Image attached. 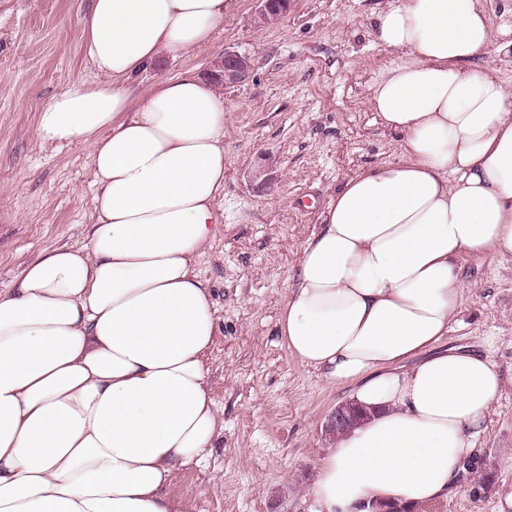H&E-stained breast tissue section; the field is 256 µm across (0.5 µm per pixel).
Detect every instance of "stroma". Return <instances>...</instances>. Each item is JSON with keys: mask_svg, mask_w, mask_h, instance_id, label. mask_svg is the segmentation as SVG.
<instances>
[{"mask_svg": "<svg viewBox=\"0 0 512 512\" xmlns=\"http://www.w3.org/2000/svg\"><path fill=\"white\" fill-rule=\"evenodd\" d=\"M384 0H294L273 27L254 0H235L214 41L142 73L147 88L203 72L231 46L252 56L249 82L223 90L221 227L199 256L218 333L206 357L224 428L211 454L171 487L194 512H312L305 491L342 390L303 366L278 334L290 273L344 181L401 157L367 87L387 60L374 32ZM90 0H0V291L44 250L83 244L94 221L92 145H53L39 112L75 86L101 81L82 48ZM451 347L493 358L505 383L457 488L418 512H501L512 486V258L465 266Z\"/></svg>", "mask_w": 512, "mask_h": 512, "instance_id": "obj_1", "label": "stroma"}]
</instances>
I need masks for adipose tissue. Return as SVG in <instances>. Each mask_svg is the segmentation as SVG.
<instances>
[{
	"label": "adipose tissue",
	"instance_id": "1",
	"mask_svg": "<svg viewBox=\"0 0 512 512\" xmlns=\"http://www.w3.org/2000/svg\"><path fill=\"white\" fill-rule=\"evenodd\" d=\"M231 0H91L83 50L101 82L39 114L46 143L92 142L95 221L0 292V512H191L169 489L222 429L195 272L219 232L224 101L194 73L133 89L162 55L209 43ZM389 55L368 86L402 157L346 179L304 245L278 320L363 422L323 449L320 512L448 497L504 379L445 347L468 258L512 257V53L481 0H386Z\"/></svg>",
	"mask_w": 512,
	"mask_h": 512
}]
</instances>
